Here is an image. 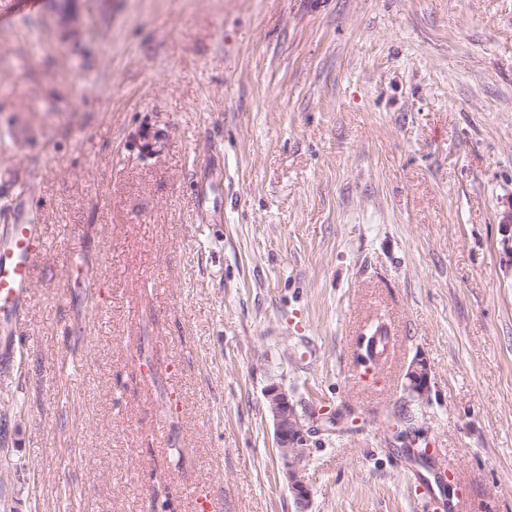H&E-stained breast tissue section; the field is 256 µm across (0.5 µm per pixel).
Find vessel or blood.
Here are the masks:
<instances>
[{"label":"vessel or blood","instance_id":"obj_1","mask_svg":"<svg viewBox=\"0 0 512 512\" xmlns=\"http://www.w3.org/2000/svg\"><path fill=\"white\" fill-rule=\"evenodd\" d=\"M42 248L37 225H13L5 248L0 251V319L19 316L21 303L32 288V261Z\"/></svg>","mask_w":512,"mask_h":512}]
</instances>
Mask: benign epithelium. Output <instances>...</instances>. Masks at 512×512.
<instances>
[{
    "instance_id": "7a95c632",
    "label": "benign epithelium",
    "mask_w": 512,
    "mask_h": 512,
    "mask_svg": "<svg viewBox=\"0 0 512 512\" xmlns=\"http://www.w3.org/2000/svg\"><path fill=\"white\" fill-rule=\"evenodd\" d=\"M405 389L411 398L423 401L430 389V366L422 357L415 358L405 374ZM264 398L274 424L275 441L283 462L288 483L296 502L306 506L310 487L303 462L309 452L306 415L299 411L298 403L279 384H271L264 391Z\"/></svg>"
}]
</instances>
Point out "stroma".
Returning a JSON list of instances; mask_svg holds the SVG:
<instances>
[{"mask_svg": "<svg viewBox=\"0 0 512 512\" xmlns=\"http://www.w3.org/2000/svg\"><path fill=\"white\" fill-rule=\"evenodd\" d=\"M7 13L0 243L46 248L0 323V512H512V0ZM273 383L338 420L304 511ZM405 389L411 398L423 401L428 398L430 389V366L423 357H416L405 374Z\"/></svg>", "mask_w": 512, "mask_h": 512, "instance_id": "35a3bbf8", "label": "stroma"}]
</instances>
